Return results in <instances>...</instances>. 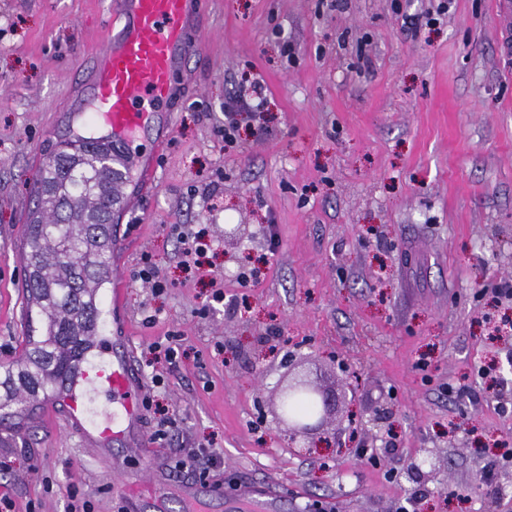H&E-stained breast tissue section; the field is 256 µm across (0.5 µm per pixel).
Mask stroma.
Segmentation results:
<instances>
[{
    "label": "stroma",
    "mask_w": 512,
    "mask_h": 512,
    "mask_svg": "<svg viewBox=\"0 0 512 512\" xmlns=\"http://www.w3.org/2000/svg\"><path fill=\"white\" fill-rule=\"evenodd\" d=\"M111 0H0V375L24 353L21 259L31 189L60 142L85 65L108 35ZM204 0L205 39L180 74L172 127L153 153L154 179L134 168L133 202L114 225L124 300L104 331L129 337L144 394L178 429L149 442L130 479L163 477L168 512H187L171 474L198 446L220 456L225 505L266 493L278 512H512V487L481 495L482 475H512V61L498 41L495 0ZM292 54H284L283 43ZM264 88L268 132L241 125L235 148L215 133L224 104ZM169 224L214 240L200 271L183 269ZM228 224L254 239L224 243ZM149 253L171 281L153 294L133 277ZM253 270L249 286L239 277ZM224 301L208 315L210 279ZM152 325H145L147 316ZM174 340L175 363L152 346ZM340 414L369 422L394 405V444L375 461L337 455L314 435L289 447L259 423L292 360L340 388ZM498 362L501 400L478 366ZM42 396L0 426V497L15 512H66L78 489L94 512L120 501L101 463L51 417ZM436 449L441 484L409 479L419 449Z\"/></svg>",
    "instance_id": "35a3bbf8"
}]
</instances>
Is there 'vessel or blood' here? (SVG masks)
Here are the masks:
<instances>
[{
    "instance_id": "vessel-or-blood-1",
    "label": "vessel or blood",
    "mask_w": 512,
    "mask_h": 512,
    "mask_svg": "<svg viewBox=\"0 0 512 512\" xmlns=\"http://www.w3.org/2000/svg\"><path fill=\"white\" fill-rule=\"evenodd\" d=\"M124 23L97 49L87 65L84 96L73 118L79 125H92L95 133L111 138L129 161L141 157L130 147L136 137L158 138L167 131L170 114L164 113L180 91L177 74L184 61L200 49V37L191 20L199 0H116ZM143 384L132 374L129 353L105 336L78 364L74 381L59 401L64 424L79 434L83 444L98 448L102 461L113 472L115 443L136 458L146 445L142 425ZM126 512H167L165 491L158 486H130L115 482ZM182 497L192 505L201 500H219L223 483L208 479L182 486Z\"/></svg>"
}]
</instances>
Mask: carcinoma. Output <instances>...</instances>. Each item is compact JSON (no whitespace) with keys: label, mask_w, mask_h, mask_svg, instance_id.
Returning <instances> with one entry per match:
<instances>
[{"label":"carcinoma","mask_w":512,"mask_h":512,"mask_svg":"<svg viewBox=\"0 0 512 512\" xmlns=\"http://www.w3.org/2000/svg\"><path fill=\"white\" fill-rule=\"evenodd\" d=\"M112 154L88 137L63 142L38 174L26 224V312L31 348L15 362L23 389L0 396V420L25 411L37 389L66 375L92 342L112 283L116 194Z\"/></svg>","instance_id":"1"}]
</instances>
